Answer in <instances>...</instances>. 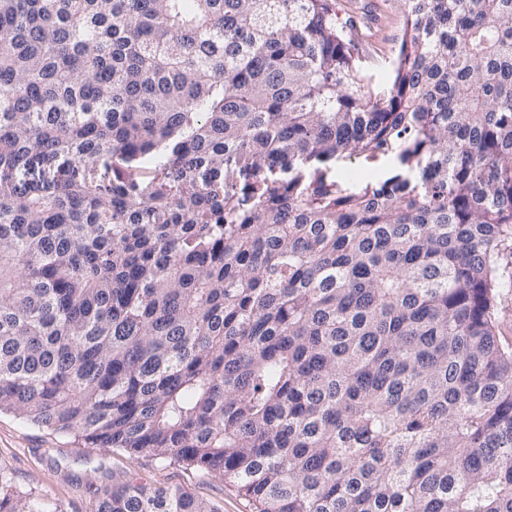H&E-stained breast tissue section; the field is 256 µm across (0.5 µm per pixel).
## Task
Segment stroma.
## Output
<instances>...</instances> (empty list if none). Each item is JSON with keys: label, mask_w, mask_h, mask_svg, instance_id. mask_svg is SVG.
<instances>
[{"label": "stroma", "mask_w": 512, "mask_h": 512, "mask_svg": "<svg viewBox=\"0 0 512 512\" xmlns=\"http://www.w3.org/2000/svg\"><path fill=\"white\" fill-rule=\"evenodd\" d=\"M339 6L371 33L369 70L392 58L403 36L401 0H339ZM393 165L390 158L370 163L352 156L333 165L330 173L358 188L388 179ZM0 471L9 474L15 491L60 505L63 512H91L95 490L129 473L154 486H180L220 512H251L247 501L218 476L116 448H87L73 437L7 411L0 412Z\"/></svg>", "instance_id": "stroma-1"}]
</instances>
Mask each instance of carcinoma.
Segmentation results:
<instances>
[{
    "instance_id": "1",
    "label": "carcinoma",
    "mask_w": 512,
    "mask_h": 512,
    "mask_svg": "<svg viewBox=\"0 0 512 512\" xmlns=\"http://www.w3.org/2000/svg\"><path fill=\"white\" fill-rule=\"evenodd\" d=\"M403 13L376 80L337 0H0V411L252 512H512V0ZM393 166L394 161L391 158L370 163L352 156L333 165L329 175L340 177L349 187L360 188L365 182H377L390 178ZM495 330L503 345H512V288H502L497 298Z\"/></svg>"
}]
</instances>
